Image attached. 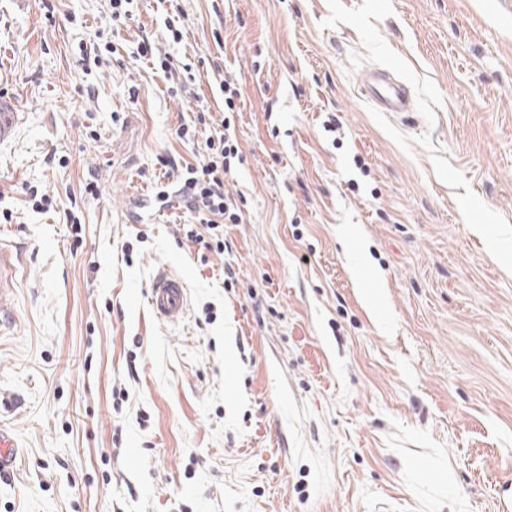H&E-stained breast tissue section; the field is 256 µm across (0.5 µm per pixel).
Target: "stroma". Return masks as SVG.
Returning <instances> with one entry per match:
<instances>
[{"label":"stroma","instance_id":"35a3bbf8","mask_svg":"<svg viewBox=\"0 0 512 512\" xmlns=\"http://www.w3.org/2000/svg\"><path fill=\"white\" fill-rule=\"evenodd\" d=\"M181 5L175 44L157 0L117 29L110 0H0V425L20 452L0 512H512V14ZM144 36L195 64L192 93ZM99 40L119 59L90 60ZM371 68L417 125L362 96ZM224 74L244 158L224 189L248 208L219 253L190 214L135 205L157 154L194 161L176 130L202 104L222 119ZM165 265L187 282L175 323L146 299ZM136 53L150 65V68L161 71L166 81L172 86L168 87L171 93L177 92V87L185 88L187 84L195 81L193 66L189 63H174V58L166 52L162 53L147 38H142L136 45Z\"/></svg>","mask_w":512,"mask_h":512}]
</instances>
